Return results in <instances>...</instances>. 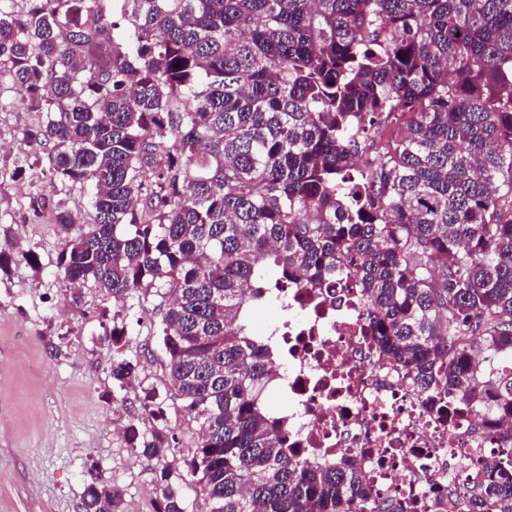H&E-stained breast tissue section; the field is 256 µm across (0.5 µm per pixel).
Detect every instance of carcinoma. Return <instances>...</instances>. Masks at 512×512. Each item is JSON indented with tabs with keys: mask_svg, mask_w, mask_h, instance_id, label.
I'll use <instances>...</instances> for the list:
<instances>
[{
	"mask_svg": "<svg viewBox=\"0 0 512 512\" xmlns=\"http://www.w3.org/2000/svg\"><path fill=\"white\" fill-rule=\"evenodd\" d=\"M0 0V79L59 198L62 286L163 298L171 386L198 425L185 460L210 512H399L353 471L288 449L261 390L256 284L354 281L377 353L419 394L512 417V0ZM90 187L92 223L67 205ZM112 382L135 378L117 326ZM156 512H186L168 434ZM80 512H127L96 467ZM512 512V436L460 487Z\"/></svg>",
	"mask_w": 512,
	"mask_h": 512,
	"instance_id": "1",
	"label": "carcinoma"
}]
</instances>
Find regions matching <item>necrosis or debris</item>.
I'll return each mask as SVG.
<instances>
[{"instance_id":"4bbe7bcc","label":"necrosis or debris","mask_w":512,"mask_h":512,"mask_svg":"<svg viewBox=\"0 0 512 512\" xmlns=\"http://www.w3.org/2000/svg\"><path fill=\"white\" fill-rule=\"evenodd\" d=\"M265 291L277 316L257 320L254 334L279 347L282 363L262 399L287 420L293 451L312 465L356 471L404 512H448L450 488L490 446L475 439L483 417L427 402L378 360L360 289L321 295L294 279Z\"/></svg>"}]
</instances>
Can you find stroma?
Listing matches in <instances>:
<instances>
[{
    "instance_id": "1",
    "label": "stroma",
    "mask_w": 512,
    "mask_h": 512,
    "mask_svg": "<svg viewBox=\"0 0 512 512\" xmlns=\"http://www.w3.org/2000/svg\"><path fill=\"white\" fill-rule=\"evenodd\" d=\"M20 97L12 83H0V248L33 249L40 266L18 261L0 275V512H75L93 463L122 490L128 512H154L153 464L128 447V425L173 435L167 460L179 470L198 429L168 381L157 336L161 299L151 292L123 310L89 287L77 305L64 295L58 227L50 211L29 210L31 172L20 163L22 132L41 116L19 107ZM105 309L120 311L137 364L122 389L112 385ZM147 390L156 392L163 418L143 411Z\"/></svg>"
}]
</instances>
